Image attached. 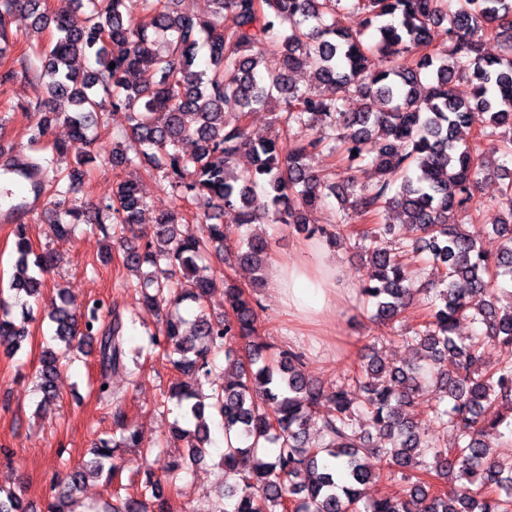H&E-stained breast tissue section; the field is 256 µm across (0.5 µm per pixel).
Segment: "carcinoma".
<instances>
[{"label": "carcinoma", "mask_w": 512, "mask_h": 512, "mask_svg": "<svg viewBox=\"0 0 512 512\" xmlns=\"http://www.w3.org/2000/svg\"><path fill=\"white\" fill-rule=\"evenodd\" d=\"M89 8L84 24L67 12L39 11L40 0H0V38H7L5 17L31 10L34 30L52 29L36 47L48 97L66 107L48 122L63 119L71 128L68 143H53L73 166L45 181L36 157L45 131L30 137V151L7 164L16 185L35 196L49 190L59 197L51 219L53 235L64 240L75 231L80 212L67 197L75 193L90 161L84 151L88 132L102 118L99 94L127 110L125 140L112 142V166L147 167L161 189L197 208L196 236L183 237V211L156 217L151 231L139 228L144 207L137 181L120 179L99 210L111 224L94 225L122 244L139 235L143 243L122 253L128 268L150 271L131 288L140 296L135 316L164 322L163 335L150 345L180 375L159 406L181 410L172 434L187 442L192 464L209 455V413L225 437L240 445L224 449L220 496L233 512H512V459H499L491 437L512 434V170L492 166L485 155L460 145L459 134L480 124L479 135L493 152L512 155V0H210L197 14L177 8L180 0H71ZM342 9L356 18L344 28L327 22ZM290 29H279L282 20ZM444 26L446 52H428L435 29ZM493 33L506 48L495 57L481 52ZM425 53L408 59V53ZM91 55L96 69L77 70L73 61ZM115 67H110V64ZM310 71L316 88L355 93L365 100L358 112L344 109L343 97L302 89L292 80ZM152 71L154 79H142ZM472 85L467 99L456 97L453 83ZM272 113L288 146L280 139L256 142L247 120L277 100ZM138 146L129 156L126 141ZM344 152V176L334 181L311 170L313 154ZM247 154L250 168L239 171L236 157ZM508 180L501 204L507 215L492 225L502 240L498 252L482 249L481 230L460 218L480 209L476 193L488 176ZM339 204L332 224L309 223V213L328 196ZM396 209L414 238L401 236L399 224H375ZM371 221L352 230L366 257L361 292L371 318L395 325L412 305L422 322L397 337L425 351L417 363H390L373 351L346 370L332 387L313 382L304 355L290 348L266 358L267 346L254 340L258 300L203 266L215 255L228 267L261 269L269 242L257 233L228 247L229 225L284 224L310 239L336 246L351 219ZM14 299L40 294L43 273L53 254L33 250L27 225H15ZM426 252L441 269L437 279L411 287L416 274L408 256ZM224 280V314L199 309L188 320L175 312L182 302L202 304ZM0 289V351L12 358L28 337L31 307L22 304V324ZM55 325L59 350L42 352L35 375L40 404L58 397L54 376L61 361L84 353L87 338L97 340L99 376L95 392L112 409L115 432L98 440L87 466L115 476L118 448L139 447V435L123 409L125 398L109 388L110 376L126 373V318L105 301L83 312L65 302L47 313ZM479 330L456 338L459 321ZM491 348L503 352L490 366ZM432 422L452 431L453 442L420 433ZM150 468L139 493L119 499L103 512H170L166 490L177 488L178 462L161 463V451L142 449ZM340 464L333 469L329 460ZM84 467L69 474L48 512H77ZM379 480L388 494L369 500L365 488ZM0 512H29L17 492L0 485Z\"/></svg>", "instance_id": "1"}]
</instances>
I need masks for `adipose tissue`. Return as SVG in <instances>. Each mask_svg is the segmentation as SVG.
<instances>
[{"label": "adipose tissue", "instance_id": "1", "mask_svg": "<svg viewBox=\"0 0 512 512\" xmlns=\"http://www.w3.org/2000/svg\"><path fill=\"white\" fill-rule=\"evenodd\" d=\"M336 274L335 258L323 256L314 265L292 258L279 266L271 288L290 316L302 322H328L344 299Z\"/></svg>", "mask_w": 512, "mask_h": 512}]
</instances>
